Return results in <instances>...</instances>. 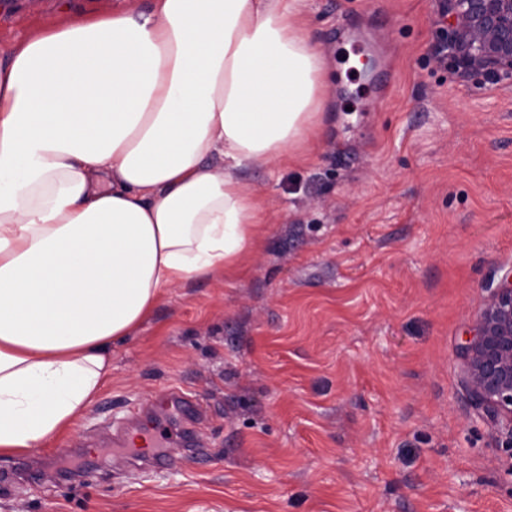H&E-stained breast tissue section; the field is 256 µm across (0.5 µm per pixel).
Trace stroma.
<instances>
[{
  "label": "stroma",
  "instance_id": "1",
  "mask_svg": "<svg viewBox=\"0 0 512 512\" xmlns=\"http://www.w3.org/2000/svg\"><path fill=\"white\" fill-rule=\"evenodd\" d=\"M151 0H0V63L84 17ZM332 121L308 154L240 179L268 213L245 271L167 291L112 375L46 448L0 472V512H512V454L479 417L457 347L512 265V83L450 63L436 0H305ZM374 59L342 72L343 44ZM207 408L199 459L129 467L110 435L144 395ZM96 444L94 457L57 458Z\"/></svg>",
  "mask_w": 512,
  "mask_h": 512
}]
</instances>
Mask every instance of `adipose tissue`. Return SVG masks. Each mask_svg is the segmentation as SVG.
Here are the masks:
<instances>
[{"label": "adipose tissue", "mask_w": 512, "mask_h": 512, "mask_svg": "<svg viewBox=\"0 0 512 512\" xmlns=\"http://www.w3.org/2000/svg\"><path fill=\"white\" fill-rule=\"evenodd\" d=\"M303 2L153 0L0 65V456L73 427L168 288L243 267L263 207L237 169L329 121Z\"/></svg>", "instance_id": "1"}]
</instances>
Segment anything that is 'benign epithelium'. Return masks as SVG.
Wrapping results in <instances>:
<instances>
[{
    "label": "benign epithelium",
    "mask_w": 512,
    "mask_h": 512,
    "mask_svg": "<svg viewBox=\"0 0 512 512\" xmlns=\"http://www.w3.org/2000/svg\"><path fill=\"white\" fill-rule=\"evenodd\" d=\"M438 2L448 16L455 65L493 84L512 81V0ZM456 355L473 403L512 451V267L492 288Z\"/></svg>",
    "instance_id": "7a95c632"
}]
</instances>
